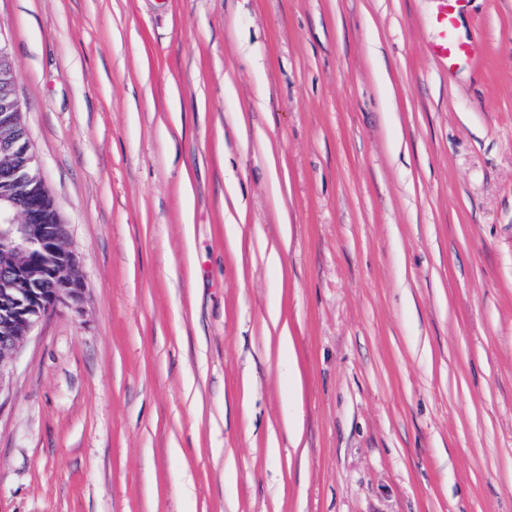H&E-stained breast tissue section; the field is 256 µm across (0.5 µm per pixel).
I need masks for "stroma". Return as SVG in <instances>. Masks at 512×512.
I'll return each instance as SVG.
<instances>
[{"label": "stroma", "mask_w": 512, "mask_h": 512, "mask_svg": "<svg viewBox=\"0 0 512 512\" xmlns=\"http://www.w3.org/2000/svg\"><path fill=\"white\" fill-rule=\"evenodd\" d=\"M441 6L0 0L85 284L0 512H512V0ZM443 7L436 17V25L440 30L439 39L432 45V52L448 63L470 60L478 51L474 40L462 39L456 32V16L461 3L465 0H441Z\"/></svg>", "instance_id": "35a3bbf8"}]
</instances>
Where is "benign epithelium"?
Here are the masks:
<instances>
[{"mask_svg": "<svg viewBox=\"0 0 512 512\" xmlns=\"http://www.w3.org/2000/svg\"><path fill=\"white\" fill-rule=\"evenodd\" d=\"M17 74L0 42V392L9 362L45 316L61 303L77 304L84 290L76 258L65 246L66 225L48 224L47 189L15 94Z\"/></svg>", "mask_w": 512, "mask_h": 512, "instance_id": "1", "label": "benign epithelium"}]
</instances>
